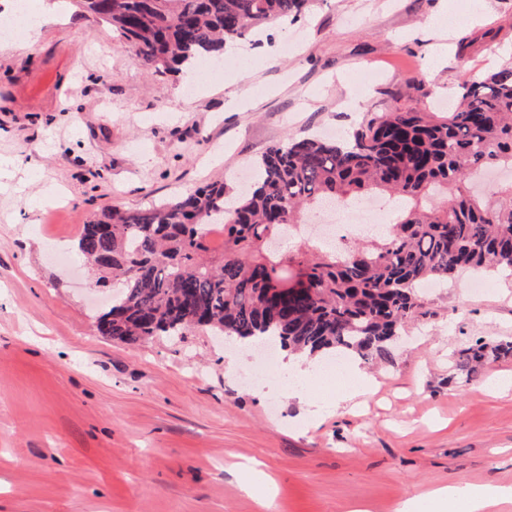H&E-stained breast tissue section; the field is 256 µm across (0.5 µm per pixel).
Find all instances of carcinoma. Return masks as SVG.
<instances>
[{
    "instance_id": "carcinoma-1",
    "label": "carcinoma",
    "mask_w": 512,
    "mask_h": 512,
    "mask_svg": "<svg viewBox=\"0 0 512 512\" xmlns=\"http://www.w3.org/2000/svg\"><path fill=\"white\" fill-rule=\"evenodd\" d=\"M314 0H80L121 34L138 62L178 72L216 59L254 29L297 17ZM512 168V62L472 81L460 105L430 119L412 108L371 120L348 140L304 138L270 148L252 189L234 204L224 183L134 211H103L75 250L122 283L98 318L101 335L128 345L210 327L242 343L279 340L291 352L336 353L370 362L387 356L418 307L416 288L462 270L512 275V184L479 195L473 172ZM444 188L448 203L428 204ZM390 192L402 215L371 249L343 246L317 262L270 249L319 208ZM112 227L106 234L102 225ZM224 228L219 260L211 226ZM512 352V342H477L462 365Z\"/></svg>"
}]
</instances>
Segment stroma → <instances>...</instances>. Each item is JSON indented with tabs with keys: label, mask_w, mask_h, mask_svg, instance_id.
I'll return each mask as SVG.
<instances>
[{
	"label": "stroma",
	"mask_w": 512,
	"mask_h": 512,
	"mask_svg": "<svg viewBox=\"0 0 512 512\" xmlns=\"http://www.w3.org/2000/svg\"><path fill=\"white\" fill-rule=\"evenodd\" d=\"M61 14L0 48V512H436L430 488L512 486V356L459 366L512 339V277L426 283L389 357L358 365L374 394L324 378L307 406L257 393L285 378L280 349L101 336L113 291L74 248L102 210L245 189L273 146L438 111L512 56V0H316L191 80ZM509 352H512V342L493 344L479 341L461 352L462 365L464 367L473 363L481 365L490 357H498Z\"/></svg>",
	"instance_id": "35a3bbf8"
}]
</instances>
